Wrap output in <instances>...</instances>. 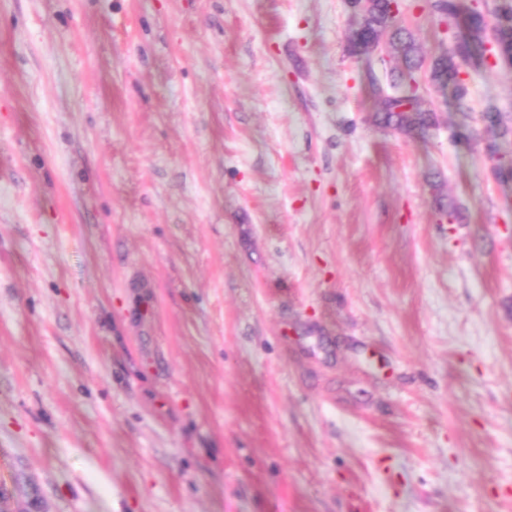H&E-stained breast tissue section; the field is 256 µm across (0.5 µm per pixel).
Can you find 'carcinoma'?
I'll return each mask as SVG.
<instances>
[{"mask_svg":"<svg viewBox=\"0 0 512 512\" xmlns=\"http://www.w3.org/2000/svg\"><path fill=\"white\" fill-rule=\"evenodd\" d=\"M430 7L444 18L452 14L460 19L462 34L457 52L436 57L430 65V79L437 91L451 92L457 112L466 120L469 118L468 90L460 78L457 60L475 66L484 62L485 17L482 11L464 6L457 0H434ZM492 14L496 19L498 54L512 58V0H500V5L494 8ZM393 23L390 0H367L363 22L349 35V50L356 56H367L371 46L381 41L385 32H390L389 45L399 65L390 70V90L380 85L373 87V96L378 105L375 121L383 127L406 134L425 135L436 123L435 112L423 108L416 96H404L407 80L422 63L419 48L408 31L393 26ZM483 120L499 137H512V114L490 105L483 113ZM488 157L494 162L492 169L498 177L512 180V158L509 154L490 145Z\"/></svg>","mask_w":512,"mask_h":512,"instance_id":"obj_1","label":"carcinoma"}]
</instances>
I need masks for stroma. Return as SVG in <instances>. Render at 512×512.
<instances>
[{"label": "stroma", "instance_id": "obj_1", "mask_svg": "<svg viewBox=\"0 0 512 512\" xmlns=\"http://www.w3.org/2000/svg\"><path fill=\"white\" fill-rule=\"evenodd\" d=\"M357 21L0 0V512H512V70L383 129ZM483 120L487 127L495 131L500 138L512 137V113L509 115L497 106L490 105L483 113Z\"/></svg>", "mask_w": 512, "mask_h": 512}]
</instances>
